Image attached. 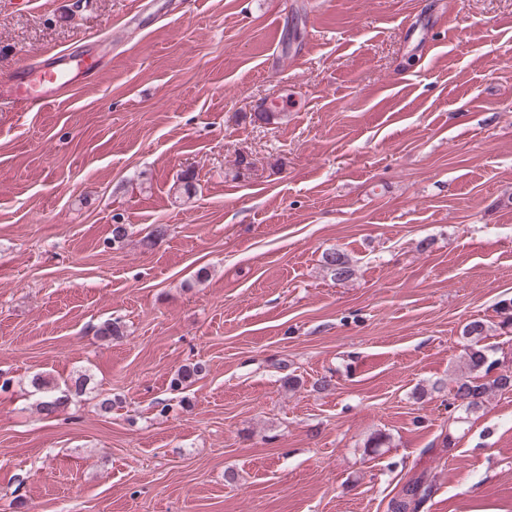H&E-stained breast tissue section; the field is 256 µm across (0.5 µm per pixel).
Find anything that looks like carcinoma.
<instances>
[{
  "label": "carcinoma",
  "mask_w": 512,
  "mask_h": 512,
  "mask_svg": "<svg viewBox=\"0 0 512 512\" xmlns=\"http://www.w3.org/2000/svg\"><path fill=\"white\" fill-rule=\"evenodd\" d=\"M324 263L331 271L334 279L344 281L352 275L348 258L336 250L324 255ZM485 325L480 321H473L464 326L462 337L467 340L464 349L468 372L456 379L452 392L460 400L456 409L465 414L479 410L486 397L496 390L512 388V372L504 371L502 374H491L495 363L489 361L488 348L483 344ZM200 372V366L185 365L178 370L171 381L174 388L191 384ZM34 386L43 393L39 403L40 411L45 415H52L68 400V395L58 394L57 386L53 380L45 377L34 378ZM433 480L425 472L410 479L394 496L388 504V512H413L412 502L423 503L432 492Z\"/></svg>",
  "instance_id": "1"
}]
</instances>
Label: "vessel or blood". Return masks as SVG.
<instances>
[{
    "label": "vessel or blood",
    "instance_id": "vessel-or-blood-1",
    "mask_svg": "<svg viewBox=\"0 0 512 512\" xmlns=\"http://www.w3.org/2000/svg\"><path fill=\"white\" fill-rule=\"evenodd\" d=\"M104 69L101 56L87 51L30 61L18 66L9 81L0 85V103L12 104L19 112L41 111L66 99L75 82L96 81Z\"/></svg>",
    "mask_w": 512,
    "mask_h": 512
}]
</instances>
